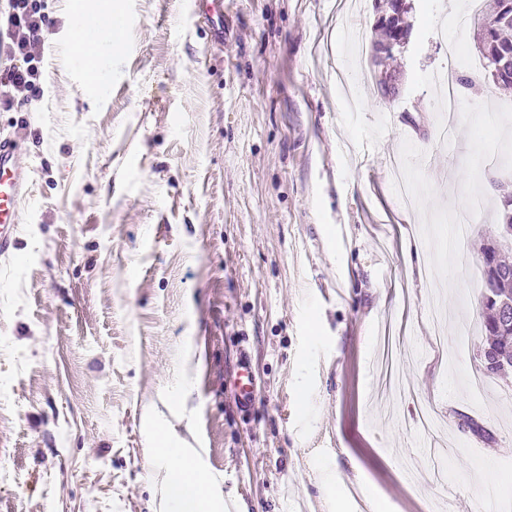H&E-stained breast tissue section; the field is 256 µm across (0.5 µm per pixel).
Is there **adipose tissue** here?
Masks as SVG:
<instances>
[{
  "mask_svg": "<svg viewBox=\"0 0 512 512\" xmlns=\"http://www.w3.org/2000/svg\"><path fill=\"white\" fill-rule=\"evenodd\" d=\"M110 18L109 12L102 11L84 25L70 27L67 42L77 51L92 42L105 43L113 51H120V38L111 27ZM156 455L166 462L163 512H222L224 498L211 473L191 465L179 449L167 445L157 449Z\"/></svg>",
  "mask_w": 512,
  "mask_h": 512,
  "instance_id": "ef3b65f1",
  "label": "adipose tissue"
}]
</instances>
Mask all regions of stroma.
Here are the masks:
<instances>
[{"label": "stroma", "instance_id": "1", "mask_svg": "<svg viewBox=\"0 0 512 512\" xmlns=\"http://www.w3.org/2000/svg\"><path fill=\"white\" fill-rule=\"evenodd\" d=\"M102 0H45L32 193L18 261L0 260V512H161L168 435L233 512H512V376L481 372V263L454 257L449 213L496 234L512 186V95L457 66L456 133L430 76L464 0H411L382 98L376 0H111L123 41L97 65L67 27ZM433 212L395 196L390 158ZM258 397L242 415L241 353ZM436 405L442 446L415 422Z\"/></svg>", "mask_w": 512, "mask_h": 512}]
</instances>
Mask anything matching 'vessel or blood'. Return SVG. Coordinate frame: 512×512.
<instances>
[{
    "label": "vessel or blood",
    "mask_w": 512,
    "mask_h": 512,
    "mask_svg": "<svg viewBox=\"0 0 512 512\" xmlns=\"http://www.w3.org/2000/svg\"><path fill=\"white\" fill-rule=\"evenodd\" d=\"M31 170L15 139L0 136V259L16 256L18 214L29 196Z\"/></svg>",
    "instance_id": "vessel-or-blood-1"
}]
</instances>
